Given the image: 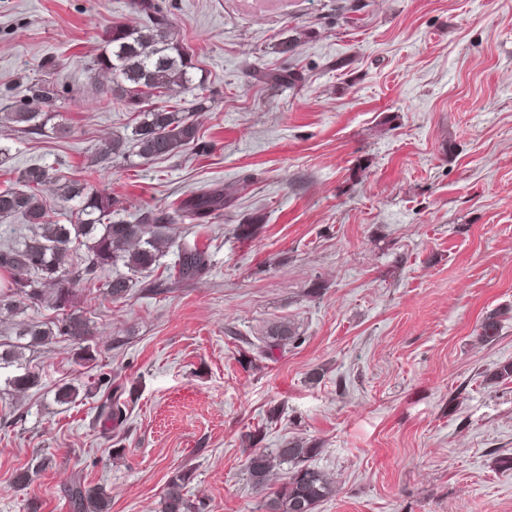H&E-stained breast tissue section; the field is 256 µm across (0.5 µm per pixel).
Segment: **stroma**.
<instances>
[{
	"label": "stroma",
	"mask_w": 512,
	"mask_h": 512,
	"mask_svg": "<svg viewBox=\"0 0 512 512\" xmlns=\"http://www.w3.org/2000/svg\"><path fill=\"white\" fill-rule=\"evenodd\" d=\"M133 2L0 0V113L51 60L70 129L10 136L0 188L52 165L108 189L123 219L169 212L172 237L127 298L105 295L108 269L78 284L95 367L59 336L0 370V512H73L77 478L110 512H159L180 471L204 512H264L248 457L293 438L335 487L317 512H512V471L495 466L512 453V382L488 379L512 361V0H156L197 49L211 108L194 148L96 174L88 156L130 115L86 64L113 22L138 24ZM202 188L223 209L175 215ZM193 245L206 271L175 279ZM283 323L301 345L243 365ZM22 369L38 383L16 393ZM99 381L129 408L116 438L96 420ZM66 384L80 394L61 404Z\"/></svg>",
	"instance_id": "obj_1"
}]
</instances>
